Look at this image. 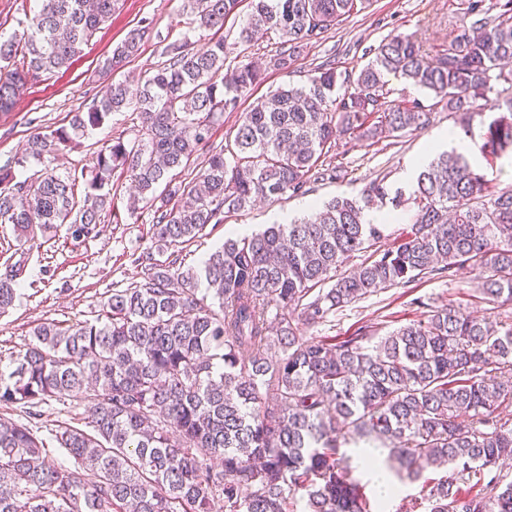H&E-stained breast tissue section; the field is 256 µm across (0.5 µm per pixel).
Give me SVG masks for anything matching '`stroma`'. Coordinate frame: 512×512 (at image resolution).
Listing matches in <instances>:
<instances>
[{
	"instance_id": "35a3bbf8",
	"label": "stroma",
	"mask_w": 512,
	"mask_h": 512,
	"mask_svg": "<svg viewBox=\"0 0 512 512\" xmlns=\"http://www.w3.org/2000/svg\"><path fill=\"white\" fill-rule=\"evenodd\" d=\"M460 15L461 0H376L370 10L350 17L323 39L304 48L289 71L269 70L265 83L254 94L264 96L286 83L306 84L316 67L324 63L335 67L342 77L337 87L345 89V75L363 67L370 59L369 49L378 46L388 35L413 34L425 47H438L448 44ZM142 20L151 22L155 35L143 44L135 59L115 72V79L137 83L162 62L167 44L186 37L194 41L200 37L193 29L184 0H122L119 10L84 46L67 71L32 82L12 111L0 112V167H11L20 180L39 170L40 164L34 160L23 167L15 163L31 133H45L66 125L75 112L87 110L105 83L106 76L101 71L104 60ZM484 128L482 120L477 118L465 134L472 145L468 158L495 188H512V157L497 159L480 151ZM447 130L456 133L460 127L447 111L437 109L422 130L389 137L372 146L341 140L336 150V163L341 168L339 179L314 182L305 195L265 200L232 214L224 229L184 247L186 264L198 265L223 244L232 228L240 226L253 231L274 223L282 213L294 218L306 215L308 203L320 204L342 193L358 195L379 178L389 190L410 193L413 181L406 176L408 167L438 132ZM119 136L132 145L141 142V124L132 110L111 113L102 126L88 131L79 145L62 148L53 163L56 173L88 171L102 143ZM111 187L113 216L104 219L97 238L75 242L66 225L61 224L54 227L48 242L31 250L27 282L20 287L13 308L0 315V353L19 350L40 322L94 319L107 290L125 287L135 276L133 255L152 244L151 216L144 208L130 210V180L125 172L113 173ZM476 287L475 271L464 267L449 278L426 277L405 287L384 290L337 311L332 321L324 324L299 321L297 333L304 339L318 340L372 323L385 335L420 319L422 311L417 304L421 301L433 308L453 301L464 311L483 316L487 307L478 301Z\"/></svg>"
}]
</instances>
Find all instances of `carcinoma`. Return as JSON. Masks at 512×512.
<instances>
[{"label": "carcinoma", "instance_id": "obj_1", "mask_svg": "<svg viewBox=\"0 0 512 512\" xmlns=\"http://www.w3.org/2000/svg\"><path fill=\"white\" fill-rule=\"evenodd\" d=\"M120 0H41L28 28L0 36V112L27 85L67 70ZM243 0H184L199 30H222ZM238 43L271 34L286 72L304 46L372 0H250ZM150 33L139 24L103 68L130 63ZM224 38L165 47L166 60L136 90L111 81L67 127L34 133L28 154L53 157L113 113L134 107L145 139L105 143L88 173L53 169L16 179L0 169V224L20 245L57 224L85 242L100 235L114 170L131 180V208L151 211L153 249L133 258L139 278L114 288L95 320L42 322L23 349L0 358V512H380L371 506L343 446L388 450L389 471L421 483L429 512H512V316L482 318L453 302L376 336L362 325L342 337L306 340L292 310L311 324L379 291L428 275L480 273V299L512 302V188L495 190L465 154L443 151L424 165L409 200L417 219L400 242L376 247L380 225L364 212L386 203L384 180L338 195L307 218L228 237L197 266L175 247L205 236L256 203L306 193L337 176L325 160L342 139L371 145L422 129L443 103L470 128L489 110L480 150L512 153V0H467L448 45L423 48L392 34L336 92V70L317 68L242 112L234 140L212 145L214 126L265 81L262 65H226ZM433 100L388 101L390 79ZM485 100L482 106L477 100ZM205 167L171 175L204 146ZM373 248L350 272L355 254ZM27 252L0 271V315L16 301ZM207 288H200L201 283ZM69 419L44 428L42 408ZM89 405L84 426L73 416ZM58 450L64 460L50 459ZM443 471L440 478L427 469Z\"/></svg>", "mask_w": 512, "mask_h": 512}]
</instances>
